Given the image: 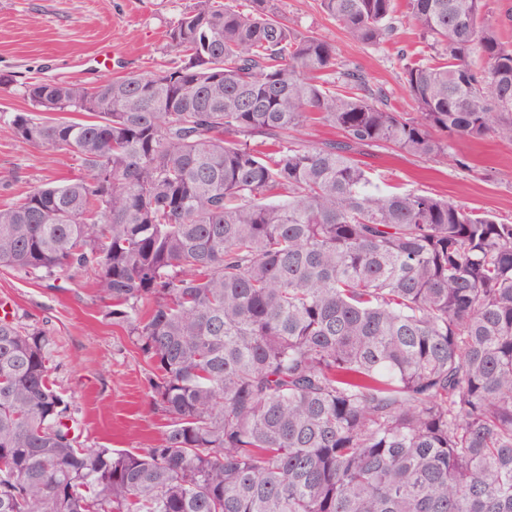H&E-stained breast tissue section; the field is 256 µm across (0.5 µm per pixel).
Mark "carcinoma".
I'll use <instances>...</instances> for the list:
<instances>
[{"instance_id":"obj_1","label":"carcinoma","mask_w":512,"mask_h":512,"mask_svg":"<svg viewBox=\"0 0 512 512\" xmlns=\"http://www.w3.org/2000/svg\"><path fill=\"white\" fill-rule=\"evenodd\" d=\"M248 2L195 0L149 75L24 83L13 135L86 175L0 207V267L94 270L169 422L81 447L49 336L1 318L0 512H512V222L355 158L511 146L504 23L485 0H319L371 46L405 7L409 117ZM314 122L341 139L306 143Z\"/></svg>"}]
</instances>
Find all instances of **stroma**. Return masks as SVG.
Listing matches in <instances>:
<instances>
[{
	"label": "stroma",
	"mask_w": 512,
	"mask_h": 512,
	"mask_svg": "<svg viewBox=\"0 0 512 512\" xmlns=\"http://www.w3.org/2000/svg\"><path fill=\"white\" fill-rule=\"evenodd\" d=\"M194 0H0V206L45 184L82 176L75 156L16 139L6 116L29 111L20 93L29 78L93 82L126 73L150 74L169 64L166 34ZM299 31L333 43L371 84L385 88L392 105L413 112L401 75V54L416 35L401 23L393 41L369 46L350 40L322 13L318 0H279ZM111 58L100 65L98 51ZM465 164L429 161L373 147L359 155L401 188L435 194L470 208L512 217V146L486 138L457 144ZM12 318L46 330L52 340L51 378L70 403L75 434L91 448L137 450L156 444L168 422L151 412L150 374L122 327L113 325L92 272L74 269L41 281L0 268V305Z\"/></svg>",
	"instance_id": "35a3bbf8"
}]
</instances>
